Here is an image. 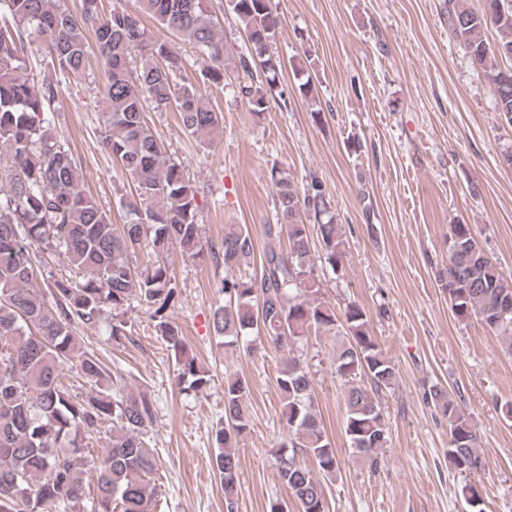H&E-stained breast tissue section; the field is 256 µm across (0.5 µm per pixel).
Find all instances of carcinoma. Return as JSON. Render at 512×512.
I'll list each match as a JSON object with an SVG mask.
<instances>
[{"label": "carcinoma", "instance_id": "carcinoma-1", "mask_svg": "<svg viewBox=\"0 0 512 512\" xmlns=\"http://www.w3.org/2000/svg\"><path fill=\"white\" fill-rule=\"evenodd\" d=\"M250 43L238 56L240 92L261 117L278 89L281 60L268 53L279 25L270 0H225ZM135 12L101 16L100 0H82L81 16L63 0H0V164L9 171L0 188V512H155L156 458L145 437L156 419L154 399L132 388L96 355L84 350L78 328L106 329L114 342L129 336L124 310L138 299L178 365L176 386L197 392L210 382L184 337L170 320L178 301L168 255L177 247L191 258L224 265V304L213 313V330L226 350L266 340L283 351L276 385L288 441L277 452L278 475L300 512H326L323 481L335 477L340 459L314 409L312 381L297 346L313 333L338 327L346 339L336 347V373L343 380L344 432L357 457L375 464L388 447L389 430L379 392L397 380V370L379 348L363 307L338 311L322 300L304 215L317 222L322 257L332 269L342 262L344 241L322 183L299 192L294 179L271 170L277 220L264 225L272 244L259 273L235 276L250 265L255 239L245 224L224 229L219 245L203 240L197 187L182 164L170 159L144 115L148 100L163 112L175 109L185 133L214 140L222 116L207 88L224 80L228 47L217 28L210 0H135ZM448 34L492 85L498 117L512 115V0H446ZM192 43L202 52L201 82L177 84L182 58L167 42L150 36L142 17ZM47 41L48 66L62 76L82 72L88 31H93L105 66L100 116L101 147L116 158L135 186L123 202L128 221L119 230L112 216L81 189L84 174L70 148L57 138L59 84L26 73L24 34ZM498 40L489 43L486 33ZM141 65L131 68L135 59ZM288 239V251L274 241ZM148 251L143 269L131 264ZM57 256L69 274L41 290L32 285L30 250ZM451 308L476 317L512 356V279L478 244L467 224H452L448 262L439 272ZM95 386L79 395L63 383V370ZM248 383L224 379V419L215 429L213 467L227 512L242 493L233 443L249 426ZM448 424V464L465 473L481 471L480 438L461 406L444 387L425 395ZM112 425L107 446L91 453L87 441ZM301 454L313 462L296 461Z\"/></svg>", "mask_w": 512, "mask_h": 512}]
</instances>
